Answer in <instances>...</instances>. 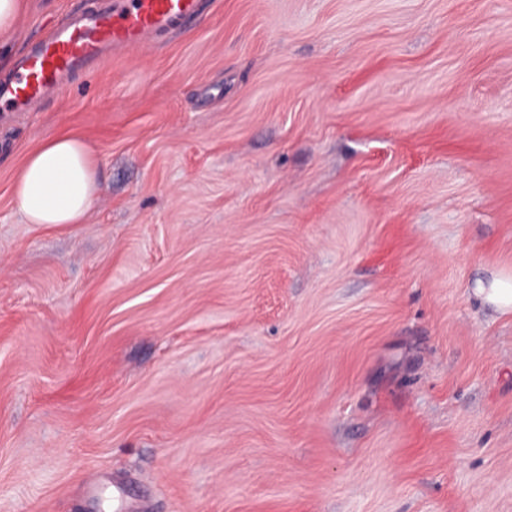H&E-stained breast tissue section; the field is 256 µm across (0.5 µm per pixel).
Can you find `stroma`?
Segmentation results:
<instances>
[{
    "label": "stroma",
    "instance_id": "stroma-1",
    "mask_svg": "<svg viewBox=\"0 0 512 512\" xmlns=\"http://www.w3.org/2000/svg\"><path fill=\"white\" fill-rule=\"evenodd\" d=\"M510 276L512 0H203L0 115V512H512ZM99 191L84 142L59 133L31 153L13 183V201L29 224H81ZM480 294L498 310L512 311V277L495 280L490 288H482Z\"/></svg>",
    "mask_w": 512,
    "mask_h": 512
}]
</instances>
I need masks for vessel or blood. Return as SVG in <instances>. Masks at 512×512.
Segmentation results:
<instances>
[{"mask_svg":"<svg viewBox=\"0 0 512 512\" xmlns=\"http://www.w3.org/2000/svg\"><path fill=\"white\" fill-rule=\"evenodd\" d=\"M201 0H133L111 16L84 15L36 43L14 74L0 81V104L23 110L57 89L72 73L90 70L119 48H134L149 33L194 20Z\"/></svg>","mask_w":512,"mask_h":512,"instance_id":"b4317fda","label":"vessel or blood"}]
</instances>
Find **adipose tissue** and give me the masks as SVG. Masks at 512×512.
I'll use <instances>...</instances> for the list:
<instances>
[{
    "mask_svg": "<svg viewBox=\"0 0 512 512\" xmlns=\"http://www.w3.org/2000/svg\"><path fill=\"white\" fill-rule=\"evenodd\" d=\"M99 191L84 142L59 133L31 153L13 183V201L29 224H80Z\"/></svg>",
    "mask_w": 512,
    "mask_h": 512,
    "instance_id": "adipose-tissue-1",
    "label": "adipose tissue"
}]
</instances>
